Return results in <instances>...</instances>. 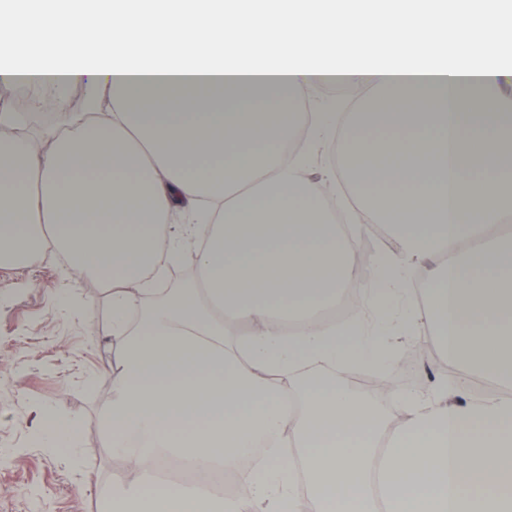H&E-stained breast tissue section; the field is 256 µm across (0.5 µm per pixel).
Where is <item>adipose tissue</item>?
I'll list each match as a JSON object with an SVG mask.
<instances>
[{
  "label": "adipose tissue",
  "mask_w": 512,
  "mask_h": 512,
  "mask_svg": "<svg viewBox=\"0 0 512 512\" xmlns=\"http://www.w3.org/2000/svg\"><path fill=\"white\" fill-rule=\"evenodd\" d=\"M477 5L484 39L438 24L459 0H33L0 10V83L25 79L87 108L33 146L25 113L0 110V261L47 251L112 297L118 372L102 428L137 450L113 480V512H209L188 486L149 493L158 460L239 474L226 512H512V397L399 396V417L300 368L397 365L378 327L315 321L350 279L354 249L334 174L307 180L286 148L325 139L335 116L300 92L343 82L371 107L346 127L345 169L368 218L400 252L375 261L366 306L399 295L426 266L429 322L450 362L512 383V9ZM111 101H104V92ZM390 129L371 138L372 125ZM196 207L184 238L174 213ZM189 262L192 291L143 308L168 263ZM247 324L234 343L212 327ZM298 322L283 332L276 319ZM290 460L242 473L248 448Z\"/></svg>",
  "instance_id": "1"
}]
</instances>
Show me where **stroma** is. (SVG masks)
<instances>
[{"mask_svg": "<svg viewBox=\"0 0 512 512\" xmlns=\"http://www.w3.org/2000/svg\"><path fill=\"white\" fill-rule=\"evenodd\" d=\"M107 289L67 263L0 266V512H111L119 466L101 422L120 343ZM449 368L414 358L398 391L435 395ZM72 423L78 447L45 445L42 419Z\"/></svg>", "mask_w": 512, "mask_h": 512, "instance_id": "stroma-1", "label": "stroma"}]
</instances>
